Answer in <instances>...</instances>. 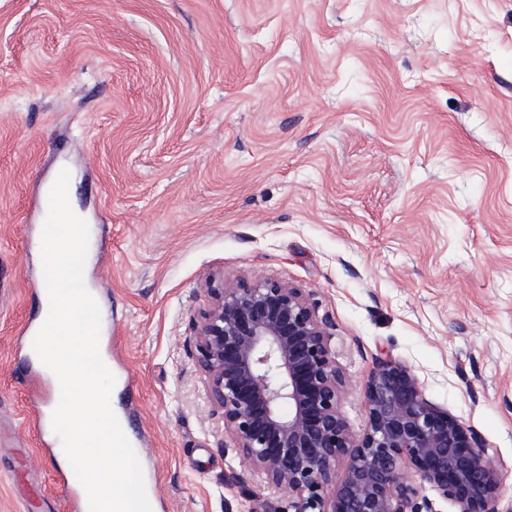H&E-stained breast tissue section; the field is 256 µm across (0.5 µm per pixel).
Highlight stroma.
<instances>
[{"instance_id": "35a3bbf8", "label": "stroma", "mask_w": 512, "mask_h": 512, "mask_svg": "<svg viewBox=\"0 0 512 512\" xmlns=\"http://www.w3.org/2000/svg\"><path fill=\"white\" fill-rule=\"evenodd\" d=\"M62 168L165 512L288 507L206 399L218 268L331 317L355 433L379 351L405 362L488 443L512 512V0H0V512H68L19 336Z\"/></svg>"}]
</instances>
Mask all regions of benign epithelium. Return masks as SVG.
<instances>
[{"mask_svg": "<svg viewBox=\"0 0 512 512\" xmlns=\"http://www.w3.org/2000/svg\"><path fill=\"white\" fill-rule=\"evenodd\" d=\"M202 291L197 364L224 450L287 493L288 512H433L428 486L457 512H498L488 445L430 401L406 364L375 358L368 424L356 435L341 412L347 380L331 350L334 323L308 295L275 280L227 283L222 270Z\"/></svg>", "mask_w": 512, "mask_h": 512, "instance_id": "benign-epithelium-1", "label": "benign epithelium"}]
</instances>
